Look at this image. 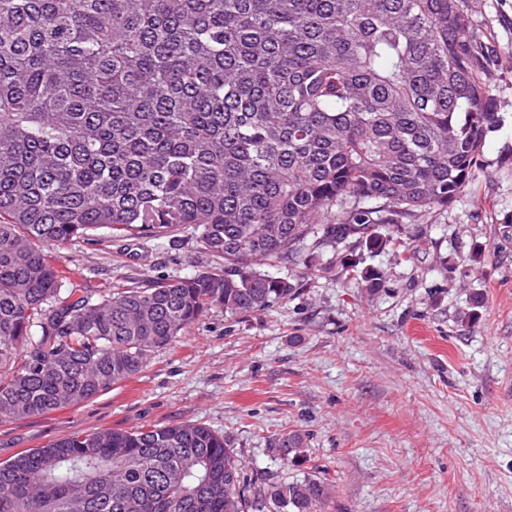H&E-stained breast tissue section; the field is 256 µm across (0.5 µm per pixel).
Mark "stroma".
I'll list each match as a JSON object with an SVG mask.
<instances>
[{
  "label": "stroma",
  "mask_w": 512,
  "mask_h": 512,
  "mask_svg": "<svg viewBox=\"0 0 512 512\" xmlns=\"http://www.w3.org/2000/svg\"><path fill=\"white\" fill-rule=\"evenodd\" d=\"M486 56L487 130L468 187L405 222V246L368 258L369 298L332 255L329 272L282 263L299 296L241 317L214 308L135 376L91 400L0 423V464L99 429L202 423L231 438L253 487L323 466V512H512V0H468ZM65 282L91 290L196 273L190 230L172 240L102 231L53 251ZM484 294L460 321L468 290ZM298 431L297 463L271 435Z\"/></svg>",
  "instance_id": "1"
}]
</instances>
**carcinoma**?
<instances>
[{"label": "carcinoma", "mask_w": 512, "mask_h": 512, "mask_svg": "<svg viewBox=\"0 0 512 512\" xmlns=\"http://www.w3.org/2000/svg\"><path fill=\"white\" fill-rule=\"evenodd\" d=\"M466 0H0V422L82 403L271 275L401 247L467 187L489 111ZM193 229V276L93 297L50 251ZM296 431L268 439L296 461ZM325 469L250 489L201 423L77 434L0 465V512H322Z\"/></svg>", "instance_id": "carcinoma-1"}]
</instances>
